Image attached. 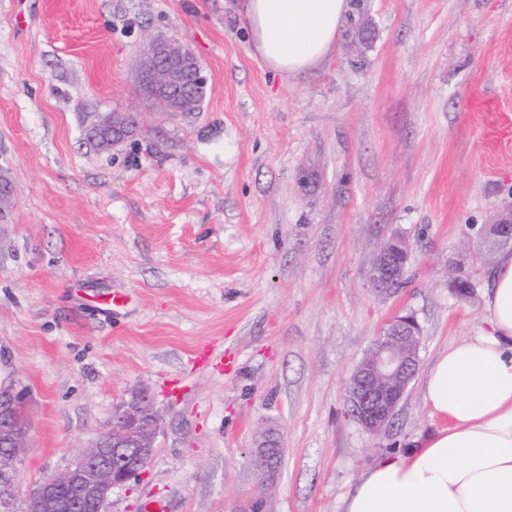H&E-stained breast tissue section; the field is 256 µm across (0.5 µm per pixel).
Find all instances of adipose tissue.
<instances>
[{"label":"adipose tissue","mask_w":512,"mask_h":512,"mask_svg":"<svg viewBox=\"0 0 512 512\" xmlns=\"http://www.w3.org/2000/svg\"><path fill=\"white\" fill-rule=\"evenodd\" d=\"M252 51L281 78L334 49L349 0H244ZM487 331L451 344L427 373L423 397L444 426L367 469L340 512H512V253H502L485 299Z\"/></svg>","instance_id":"adipose-tissue-1"}]
</instances>
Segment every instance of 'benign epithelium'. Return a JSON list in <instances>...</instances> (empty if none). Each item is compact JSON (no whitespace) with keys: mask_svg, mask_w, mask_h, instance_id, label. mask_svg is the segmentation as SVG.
I'll return each mask as SVG.
<instances>
[{"mask_svg":"<svg viewBox=\"0 0 512 512\" xmlns=\"http://www.w3.org/2000/svg\"><path fill=\"white\" fill-rule=\"evenodd\" d=\"M139 76L145 97L164 112L196 107L192 90L205 86L194 54L162 36L148 43ZM103 128L112 131V145H119L140 130V113L107 112L87 128V138L96 142ZM491 233L501 244L512 243V214H501L491 225ZM399 255L408 256L405 242L392 239L384 245L371 278L378 294L395 292L394 285L403 276ZM419 335L413 318L394 321L372 341L355 369L348 404L352 416L371 434L383 432L406 394L419 361ZM21 415V395L11 388H0V512H11L7 488L12 481V463L25 441ZM159 426L150 392L142 389L131 393L130 399L113 408L111 425L72 464L40 485L28 499L26 512H105L112 489L138 476L152 456ZM273 444L268 439L253 451L254 465L264 474L273 471Z\"/></svg>","mask_w":512,"mask_h":512,"instance_id":"obj_1","label":"benign epithelium"}]
</instances>
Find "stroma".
<instances>
[{
  "mask_svg": "<svg viewBox=\"0 0 512 512\" xmlns=\"http://www.w3.org/2000/svg\"><path fill=\"white\" fill-rule=\"evenodd\" d=\"M16 1L0 0V385L27 421L14 512L142 388L157 448L108 512H338L377 458L438 427L427 372L486 327L488 226L512 210V0H364L373 42L357 50L342 21L331 56L286 81L253 56L241 0H20L24 29ZM158 35L195 55L198 111L142 105ZM115 108L142 127L97 150L85 128ZM396 237L405 284L383 298L369 273ZM113 293L125 305L99 303ZM407 315L419 363L375 437L350 378ZM267 430L281 456L262 476Z\"/></svg>",
  "mask_w": 512,
  "mask_h": 512,
  "instance_id": "35a3bbf8",
  "label": "stroma"
}]
</instances>
